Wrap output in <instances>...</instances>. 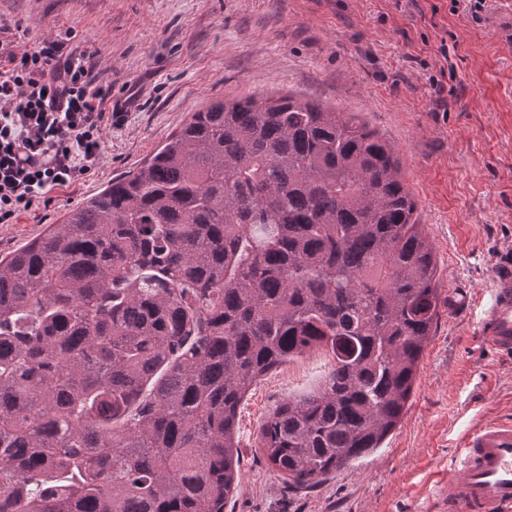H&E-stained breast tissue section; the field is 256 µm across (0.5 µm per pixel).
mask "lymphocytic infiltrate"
<instances>
[{
  "instance_id": "f902f5d3",
  "label": "lymphocytic infiltrate",
  "mask_w": 512,
  "mask_h": 512,
  "mask_svg": "<svg viewBox=\"0 0 512 512\" xmlns=\"http://www.w3.org/2000/svg\"><path fill=\"white\" fill-rule=\"evenodd\" d=\"M107 81L69 37L0 39V224L96 172L112 131Z\"/></svg>"
}]
</instances>
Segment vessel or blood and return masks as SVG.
<instances>
[{
  "label": "vessel or blood",
  "instance_id": "1",
  "mask_svg": "<svg viewBox=\"0 0 512 512\" xmlns=\"http://www.w3.org/2000/svg\"><path fill=\"white\" fill-rule=\"evenodd\" d=\"M484 314L491 341L512 349V262L495 268ZM447 489L445 512H512V418L464 433L461 454L448 469Z\"/></svg>",
  "mask_w": 512,
  "mask_h": 512
}]
</instances>
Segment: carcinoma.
<instances>
[{
  "label": "carcinoma",
  "instance_id": "1",
  "mask_svg": "<svg viewBox=\"0 0 512 512\" xmlns=\"http://www.w3.org/2000/svg\"><path fill=\"white\" fill-rule=\"evenodd\" d=\"M395 147L291 95L212 103L0 258V512H224L256 381L330 370L259 444L309 490L381 447L439 318Z\"/></svg>",
  "mask_w": 512,
  "mask_h": 512
}]
</instances>
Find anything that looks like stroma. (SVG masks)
<instances>
[{"instance_id": "obj_1", "label": "stroma", "mask_w": 512, "mask_h": 512, "mask_svg": "<svg viewBox=\"0 0 512 512\" xmlns=\"http://www.w3.org/2000/svg\"><path fill=\"white\" fill-rule=\"evenodd\" d=\"M452 0H0L19 46L72 32L108 70L104 165L0 224L8 254L113 178L135 171L211 100L256 92L352 115L387 139L434 250L440 318L419 359L404 417L383 448L292 490L266 464L258 430L280 401L313 389L328 352L261 377L241 407L238 490L224 512H431L456 444L474 424L512 416V350L481 333V297L512 255V35L489 11ZM448 56H441L440 46ZM447 74H440L444 62ZM443 75L442 87L430 79ZM470 289V312L456 291Z\"/></svg>"}]
</instances>
